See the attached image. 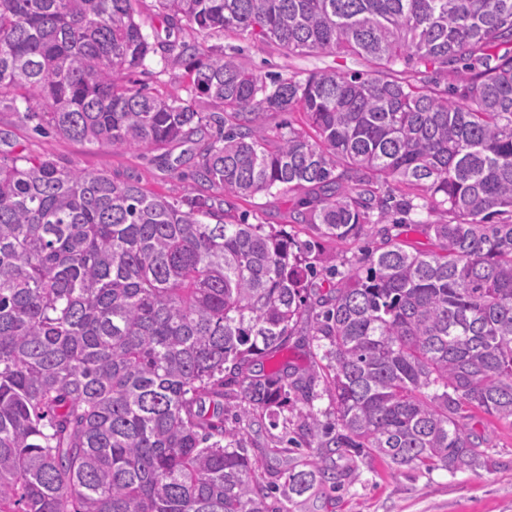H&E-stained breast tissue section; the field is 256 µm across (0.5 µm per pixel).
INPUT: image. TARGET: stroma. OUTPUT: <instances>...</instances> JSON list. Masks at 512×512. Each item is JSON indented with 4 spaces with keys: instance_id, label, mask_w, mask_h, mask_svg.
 <instances>
[{
    "instance_id": "1",
    "label": "stroma",
    "mask_w": 512,
    "mask_h": 512,
    "mask_svg": "<svg viewBox=\"0 0 512 512\" xmlns=\"http://www.w3.org/2000/svg\"><path fill=\"white\" fill-rule=\"evenodd\" d=\"M178 38L188 43L207 40L245 68L261 74L303 77L328 69L347 73L370 69L367 61L356 56L288 55L272 44L236 32H218L206 38L187 27ZM129 79L164 97L185 96L189 82L181 65L163 62L157 56L136 69ZM0 128L12 131L18 152L48 155L61 165L103 173L117 181L134 179L145 190L175 200L195 189L190 165L175 164L189 149L185 143H173L162 150L117 152L92 147L55 134L35 133L25 110H13L5 102L0 103ZM292 201L288 193L276 197L258 195L236 201L232 214L247 218L252 224H285ZM472 426L489 442L490 460L485 466L455 474L440 467L428 470L403 466L391 470L376 458L344 456L336 460L340 489H332L327 482L316 484L307 493L294 497L288 508L290 512H512V421L479 412ZM291 435V429L281 426L252 432L250 451L263 456L274 470L292 466L305 469L316 451L304 447L285 452Z\"/></svg>"
}]
</instances>
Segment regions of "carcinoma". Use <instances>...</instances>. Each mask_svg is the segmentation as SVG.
Segmentation results:
<instances>
[{
	"label": "carcinoma",
	"instance_id": "1",
	"mask_svg": "<svg viewBox=\"0 0 512 512\" xmlns=\"http://www.w3.org/2000/svg\"><path fill=\"white\" fill-rule=\"evenodd\" d=\"M138 0H0V103L114 150L197 143L199 193L0 152V512H288L241 417L322 449L282 496L336 479L332 450L454 473L487 458L469 421L512 418V0H154L165 29L257 35L334 69L266 82L224 51L143 33ZM182 60L188 98L127 85ZM411 66L416 77L402 76ZM454 77L452 88L441 84ZM213 105L200 112L192 101ZM269 112L300 127L271 140ZM305 191L290 218L364 250L324 293L315 243L224 206ZM436 250L392 230L409 215ZM307 372L255 373L301 323ZM334 424L313 411L315 387Z\"/></svg>",
	"mask_w": 512,
	"mask_h": 512
}]
</instances>
